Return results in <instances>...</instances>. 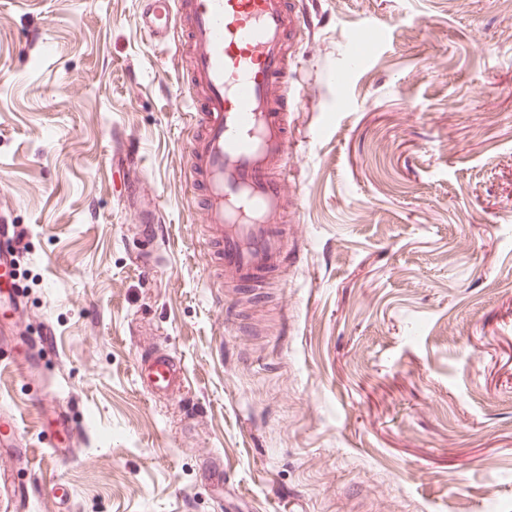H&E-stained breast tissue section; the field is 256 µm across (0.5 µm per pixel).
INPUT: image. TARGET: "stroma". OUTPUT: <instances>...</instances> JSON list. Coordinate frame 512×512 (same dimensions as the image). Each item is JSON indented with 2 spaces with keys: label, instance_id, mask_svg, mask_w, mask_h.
<instances>
[{
  "label": "stroma",
  "instance_id": "obj_1",
  "mask_svg": "<svg viewBox=\"0 0 512 512\" xmlns=\"http://www.w3.org/2000/svg\"><path fill=\"white\" fill-rule=\"evenodd\" d=\"M308 2L290 262L245 288L207 267L186 72L142 0H0V210L52 350L39 394L0 361V472L36 512L58 482L69 512H512V0ZM158 348L189 383L165 402L135 377ZM54 419L57 422L55 429L51 428L48 431L47 447L50 448V456L54 459L59 457H74L73 449L76 447V425L72 418L68 417L65 412L55 409ZM62 430L66 433L65 442H60L53 434Z\"/></svg>",
  "mask_w": 512,
  "mask_h": 512
}]
</instances>
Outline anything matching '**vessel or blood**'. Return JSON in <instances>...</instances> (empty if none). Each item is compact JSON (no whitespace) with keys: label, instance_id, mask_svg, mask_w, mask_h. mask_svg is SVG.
Here are the masks:
<instances>
[{"label":"vessel or blood","instance_id":"obj_1","mask_svg":"<svg viewBox=\"0 0 512 512\" xmlns=\"http://www.w3.org/2000/svg\"><path fill=\"white\" fill-rule=\"evenodd\" d=\"M138 25L163 49L187 51L194 92L183 101L192 133L189 180L201 195L207 265L215 276L233 268L243 286L288 265V230L276 221L289 206L284 196L290 143L289 63L308 29L303 0H143ZM14 231L0 225V349L21 378L40 360L16 352L14 328L23 314L16 282ZM136 376L156 399L179 394L185 377L167 354L142 355ZM65 440L49 437L52 458L69 457L76 425L55 411Z\"/></svg>","mask_w":512,"mask_h":512}]
</instances>
